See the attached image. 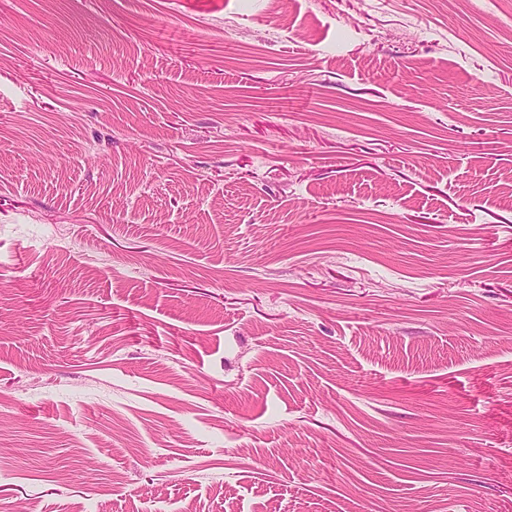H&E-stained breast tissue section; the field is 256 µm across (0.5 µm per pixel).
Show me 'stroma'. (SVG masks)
<instances>
[{
	"label": "stroma",
	"instance_id": "stroma-1",
	"mask_svg": "<svg viewBox=\"0 0 512 512\" xmlns=\"http://www.w3.org/2000/svg\"><path fill=\"white\" fill-rule=\"evenodd\" d=\"M0 0V512H512V0Z\"/></svg>",
	"mask_w": 512,
	"mask_h": 512
}]
</instances>
